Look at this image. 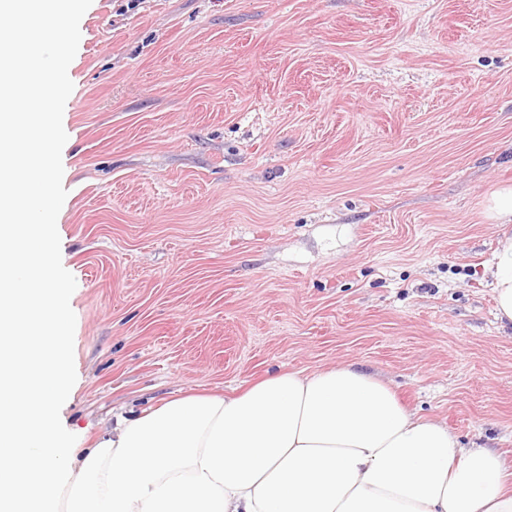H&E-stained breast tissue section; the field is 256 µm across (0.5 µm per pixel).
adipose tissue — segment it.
Masks as SVG:
<instances>
[{"mask_svg":"<svg viewBox=\"0 0 512 512\" xmlns=\"http://www.w3.org/2000/svg\"><path fill=\"white\" fill-rule=\"evenodd\" d=\"M56 16L52 36L0 28V512H512V467L465 448L346 364L278 369L232 395H190L118 415L71 457L58 410L72 389L67 288L55 246V132L73 32L62 0H0V15ZM499 235L488 267L512 325V185L485 201Z\"/></svg>","mask_w":512,"mask_h":512,"instance_id":"adipose-tissue-1","label":"adipose tissue"}]
</instances>
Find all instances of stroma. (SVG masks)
<instances>
[{
	"label": "stroma",
	"mask_w": 512,
	"mask_h": 512,
	"mask_svg": "<svg viewBox=\"0 0 512 512\" xmlns=\"http://www.w3.org/2000/svg\"><path fill=\"white\" fill-rule=\"evenodd\" d=\"M59 426L354 363L512 466L482 213L512 183V0H80Z\"/></svg>",
	"instance_id": "stroma-1"
}]
</instances>
